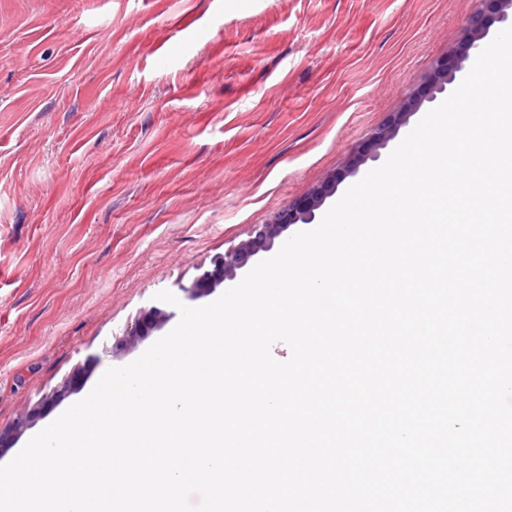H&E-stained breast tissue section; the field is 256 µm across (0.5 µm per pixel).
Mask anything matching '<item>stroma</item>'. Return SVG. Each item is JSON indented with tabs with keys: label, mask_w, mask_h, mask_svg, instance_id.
I'll return each mask as SVG.
<instances>
[{
	"label": "stroma",
	"mask_w": 512,
	"mask_h": 512,
	"mask_svg": "<svg viewBox=\"0 0 512 512\" xmlns=\"http://www.w3.org/2000/svg\"><path fill=\"white\" fill-rule=\"evenodd\" d=\"M475 6L0 0V465L176 326L113 353L158 292L230 289L184 291L341 171Z\"/></svg>",
	"instance_id": "1"
}]
</instances>
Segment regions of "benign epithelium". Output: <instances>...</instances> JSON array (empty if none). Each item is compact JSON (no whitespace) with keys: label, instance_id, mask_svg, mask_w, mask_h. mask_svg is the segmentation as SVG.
<instances>
[{"label":"benign epithelium","instance_id":"1","mask_svg":"<svg viewBox=\"0 0 512 512\" xmlns=\"http://www.w3.org/2000/svg\"><path fill=\"white\" fill-rule=\"evenodd\" d=\"M496 23L503 28L512 26V0H478L475 11L467 21L460 49L453 56L435 63L423 90L405 99L401 111L392 113L387 123L356 152L342 172L331 176L310 196L291 204L287 210L271 214L265 223L255 228L253 235L225 251L224 256L214 260L213 269L203 271L182 290L195 298L203 288H214L223 281L235 279L237 272L246 267L253 257L273 249L291 226L314 223L317 211L336 194L339 185L347 177L358 174L362 165L378 161L381 150L397 137L400 129L409 123L424 103H434L447 97L458 87L465 77L466 63L484 48L490 28ZM167 318L164 310L150 308L131 327L124 340L130 343L136 341L149 330L162 325Z\"/></svg>","mask_w":512,"mask_h":512}]
</instances>
